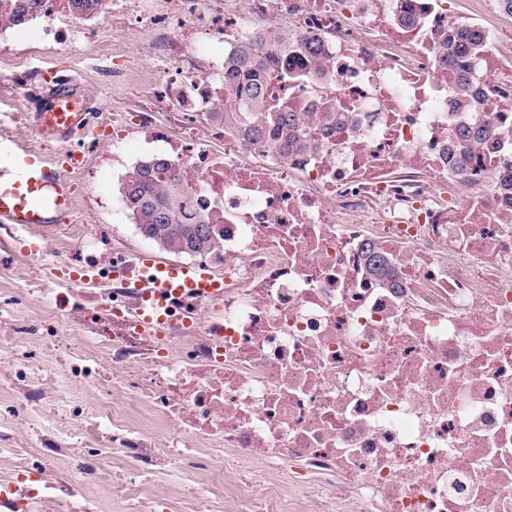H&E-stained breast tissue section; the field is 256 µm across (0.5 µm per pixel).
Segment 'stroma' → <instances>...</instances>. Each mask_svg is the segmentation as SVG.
Here are the masks:
<instances>
[{
  "mask_svg": "<svg viewBox=\"0 0 512 512\" xmlns=\"http://www.w3.org/2000/svg\"><path fill=\"white\" fill-rule=\"evenodd\" d=\"M122 12L117 0L90 18L72 16L60 23L43 16L0 31V147L32 146L50 156L64 151L83 155V164L68 177L75 187L77 221L90 225L96 237L90 247L76 237L63 238L48 229L43 236L53 240L54 255L25 257L1 251L0 302H10L28 288L64 287V280L51 275V268L95 264L101 252L116 241L135 254L175 259L142 236L121 205L120 183L125 172L144 157L170 151L168 145L131 131L118 143L110 135L113 126L128 128L129 113L143 111L154 101L150 81L157 63L134 50L136 42L151 41L152 35L114 27L113 16ZM61 75L72 77L79 92L98 99L100 109L92 120L103 129L99 138L54 143L36 135L34 101L54 88Z\"/></svg>",
  "mask_w": 512,
  "mask_h": 512,
  "instance_id": "stroma-1",
  "label": "stroma"
}]
</instances>
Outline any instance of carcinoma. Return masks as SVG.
<instances>
[{"label":"carcinoma","instance_id":"1","mask_svg":"<svg viewBox=\"0 0 512 512\" xmlns=\"http://www.w3.org/2000/svg\"><path fill=\"white\" fill-rule=\"evenodd\" d=\"M108 0H0V28H17L48 15L50 6L78 17H92L105 10ZM480 36L469 32L448 41V58L462 57L477 45ZM271 65L249 46L241 47L224 65V86L238 107L212 112L210 117L237 127L252 139H266L276 150L288 152L309 145L303 124L294 112H281L267 92ZM490 134L478 123L463 128L461 139L480 141ZM124 209L140 233L165 250L189 256H207L221 248L224 235L214 231L207 213L185 183L181 171L165 157L139 161L121 187Z\"/></svg>","mask_w":512,"mask_h":512}]
</instances>
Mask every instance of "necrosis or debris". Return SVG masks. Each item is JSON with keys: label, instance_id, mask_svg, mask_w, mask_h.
I'll return each mask as SVG.
<instances>
[{"label": "necrosis or debris", "instance_id": "obj_1", "mask_svg": "<svg viewBox=\"0 0 512 512\" xmlns=\"http://www.w3.org/2000/svg\"><path fill=\"white\" fill-rule=\"evenodd\" d=\"M164 38L153 111L224 232V301L139 324L126 288L0 307V512H512V27L503 0H128ZM479 28L467 57L449 38ZM222 45L204 73L199 44ZM318 42L319 56L302 53ZM310 145L284 154L184 105L234 101L242 45ZM472 73L468 101L454 92ZM493 132L467 143L462 126ZM376 248L395 272L370 274ZM224 489L216 508L213 491Z\"/></svg>", "mask_w": 512, "mask_h": 512}]
</instances>
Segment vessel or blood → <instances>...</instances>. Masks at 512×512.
Returning a JSON list of instances; mask_svg holds the SVG:
<instances>
[{
    "label": "vessel or blood",
    "instance_id": "b4317fda",
    "mask_svg": "<svg viewBox=\"0 0 512 512\" xmlns=\"http://www.w3.org/2000/svg\"><path fill=\"white\" fill-rule=\"evenodd\" d=\"M90 117L84 96L78 95L68 80L62 81L33 114L38 136L58 143L86 130ZM82 162V157L72 152L51 159L31 147L0 149V225L72 222L75 200L66 172ZM139 263L141 276L135 286L139 317L145 325L163 327L171 300L204 297L217 303L224 296L223 279L206 266L176 265L149 253L140 254Z\"/></svg>",
    "mask_w": 512,
    "mask_h": 512
}]
</instances>
